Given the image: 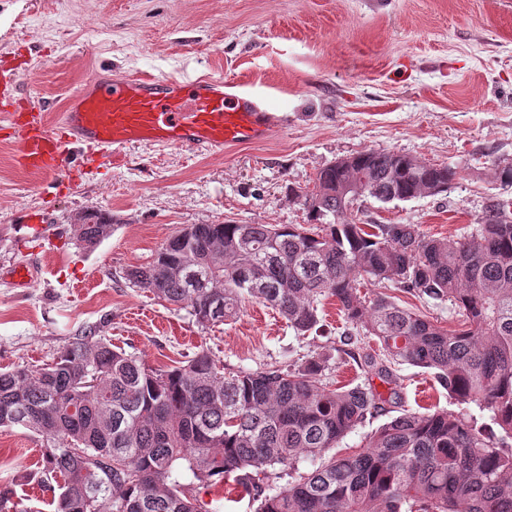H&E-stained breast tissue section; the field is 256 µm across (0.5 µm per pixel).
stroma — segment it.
<instances>
[{
	"instance_id": "obj_1",
	"label": "stroma",
	"mask_w": 512,
	"mask_h": 512,
	"mask_svg": "<svg viewBox=\"0 0 512 512\" xmlns=\"http://www.w3.org/2000/svg\"><path fill=\"white\" fill-rule=\"evenodd\" d=\"M107 64L113 74L230 76L287 115L267 140L190 157L138 146L109 165L82 162V175L45 178L18 168L17 147L0 142V370L52 363L86 329L151 367L205 350L225 371L286 367L331 354L332 388L363 382L346 356L345 322L323 298L320 331L297 335L271 308L246 303L239 316L201 328L185 308L130 284L127 269L151 262L190 224H303L294 190H312L319 170L374 149L459 168L446 192L405 202L356 201L363 224H416L460 241L485 207L512 201L498 172L512 166V0H0V68L21 81L27 107L57 122L68 96ZM113 223L110 237L80 246L86 215ZM37 268L27 286L13 268ZM401 306L448 329L462 316L450 302L424 301L388 285ZM384 409L339 444L365 437L400 411L457 410L432 375L407 364L376 382ZM42 441L0 429V485H13L35 512H54L56 490L35 474ZM206 512H255L245 492L225 495L190 474Z\"/></svg>"
}]
</instances>
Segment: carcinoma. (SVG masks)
<instances>
[{
	"mask_svg": "<svg viewBox=\"0 0 512 512\" xmlns=\"http://www.w3.org/2000/svg\"><path fill=\"white\" fill-rule=\"evenodd\" d=\"M460 175L385 150L321 169L300 192L301 224H190L153 260L126 272L133 285L190 309L208 328L250 301L275 310L297 334L319 322L318 302L336 298L346 321L376 339L361 367L384 383L391 365L431 372L459 405L490 412L487 432L460 411L404 412L350 455L327 452L382 410L369 382L330 389L328 358L287 368L220 370L202 350L168 370L152 368L88 332L43 367L0 371V428L43 441L38 481L55 482L54 512H205L175 478L232 484L256 512H512V205L491 203L476 233L450 243L416 224H361L348 215L377 201L436 195ZM112 221L77 226L88 249ZM195 263L182 266L184 250ZM393 283L417 297L447 300L462 314L448 330L356 283ZM313 469L298 471L301 458ZM296 473L272 491L280 472ZM0 512H31L0 486Z\"/></svg>",
	"mask_w": 512,
	"mask_h": 512,
	"instance_id": "obj_1",
	"label": "carcinoma"
}]
</instances>
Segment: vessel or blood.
I'll return each mask as SVG.
<instances>
[{"label":"vessel or blood","mask_w":512,"mask_h":512,"mask_svg":"<svg viewBox=\"0 0 512 512\" xmlns=\"http://www.w3.org/2000/svg\"><path fill=\"white\" fill-rule=\"evenodd\" d=\"M17 74L0 71V134L18 146L25 170L51 178L70 146L108 163L128 146L149 144L192 153L266 138L279 119L263 100L228 78L190 82L152 74H96L68 99L59 123L22 111Z\"/></svg>","instance_id":"1"}]
</instances>
